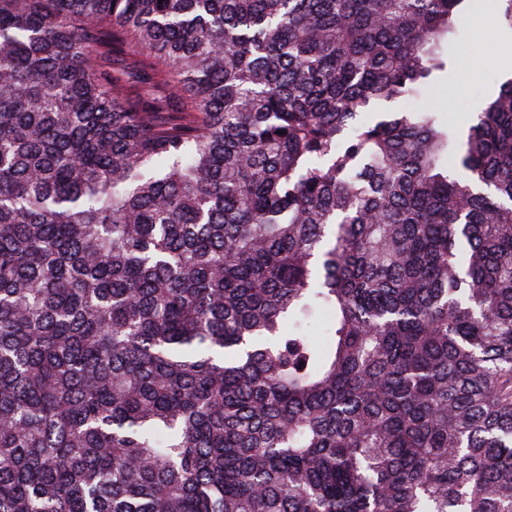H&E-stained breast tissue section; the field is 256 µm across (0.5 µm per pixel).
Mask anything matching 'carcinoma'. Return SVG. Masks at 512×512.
I'll return each instance as SVG.
<instances>
[{
  "mask_svg": "<svg viewBox=\"0 0 512 512\" xmlns=\"http://www.w3.org/2000/svg\"><path fill=\"white\" fill-rule=\"evenodd\" d=\"M465 2L0 0V512H512Z\"/></svg>",
  "mask_w": 512,
  "mask_h": 512,
  "instance_id": "obj_1",
  "label": "carcinoma"
}]
</instances>
